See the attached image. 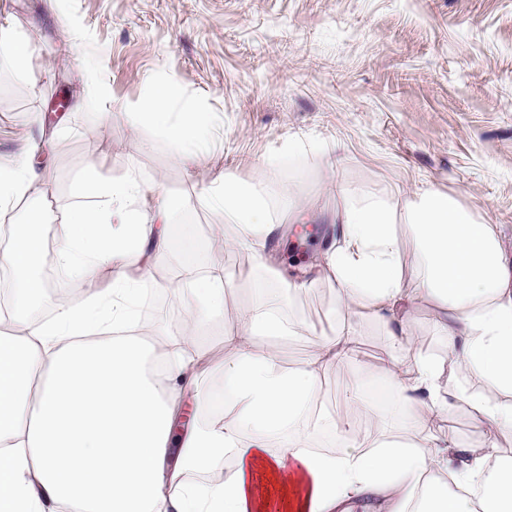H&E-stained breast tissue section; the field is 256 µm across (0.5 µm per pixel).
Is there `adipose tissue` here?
I'll return each instance as SVG.
<instances>
[{
  "label": "adipose tissue",
  "mask_w": 512,
  "mask_h": 512,
  "mask_svg": "<svg viewBox=\"0 0 512 512\" xmlns=\"http://www.w3.org/2000/svg\"><path fill=\"white\" fill-rule=\"evenodd\" d=\"M180 96L176 83L155 85L133 107L174 140L183 166L209 152L207 120L167 113ZM48 164L31 151L0 161V208L46 195ZM79 202L67 210L57 255L82 280L109 272L108 293L84 304L57 301V315L32 319L41 281L33 266L50 227L36 207L10 228L0 262L16 289L8 332H0V507L23 512H351L360 499L378 498L384 512H512V460L491 462L480 448H464L448 433L431 434L437 416L455 401L477 413L488 437L512 427V403L489 399L512 393V274L496 225L475 222L446 194L427 190L395 213L385 201H347L334 218L335 241L312 269V282L336 284L341 325L320 334L300 365L260 343V335H304L286 295L256 288L224 332V356L207 359L201 347L206 322L223 312L234 280L221 269L184 267L166 285L184 317L163 350L134 333L141 286L152 257L170 247V201L146 192L135 176L104 180L88 166L77 180ZM197 200L220 223L234 227L226 248L249 255L257 269L273 266L272 248L298 209L291 191L270 208L258 185L222 183ZM425 299L438 310L433 322L448 357L406 361L412 343L409 308ZM377 323L390 350L381 369L358 357L365 321ZM159 356L163 369L150 374ZM350 367L346 414L336 423L333 452L311 448L321 421L316 406L321 377L331 366ZM466 371L482 386L465 392ZM219 374L229 399L222 415L200 427L177 429L184 395L200 375ZM381 374L395 406L407 407L412 429L426 431L419 450L378 447L368 427L392 429L373 405L366 382ZM231 458L223 482L204 485L191 472Z\"/></svg>",
  "instance_id": "obj_1"
}]
</instances>
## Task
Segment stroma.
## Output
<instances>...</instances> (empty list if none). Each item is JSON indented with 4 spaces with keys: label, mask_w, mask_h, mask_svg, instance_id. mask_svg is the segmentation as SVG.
I'll return each mask as SVG.
<instances>
[{
    "label": "stroma",
    "mask_w": 512,
    "mask_h": 512,
    "mask_svg": "<svg viewBox=\"0 0 512 512\" xmlns=\"http://www.w3.org/2000/svg\"><path fill=\"white\" fill-rule=\"evenodd\" d=\"M0 30L35 49L26 78L0 55V156L52 137L54 179L41 205L58 221L74 202L77 177L94 164L104 179L135 173L172 204L170 255L155 258L161 287L177 264L223 263L220 237L193 190L255 182L319 195L308 223L331 225L335 187L353 199L394 206L432 189L472 218L498 225L512 261V0H0ZM94 72L108 91L87 86ZM172 80L183 96L169 111L206 110L215 147L183 167L175 142L155 127L112 119L111 103L136 105L152 83ZM69 106L49 121L52 96ZM339 160L328 168L327 157ZM223 316L202 347L224 355V328L255 282L273 272L235 269ZM336 286L323 281L293 298L296 315L330 329ZM434 309L414 304L410 327L428 353L447 358Z\"/></svg>",
    "instance_id": "obj_1"
}]
</instances>
